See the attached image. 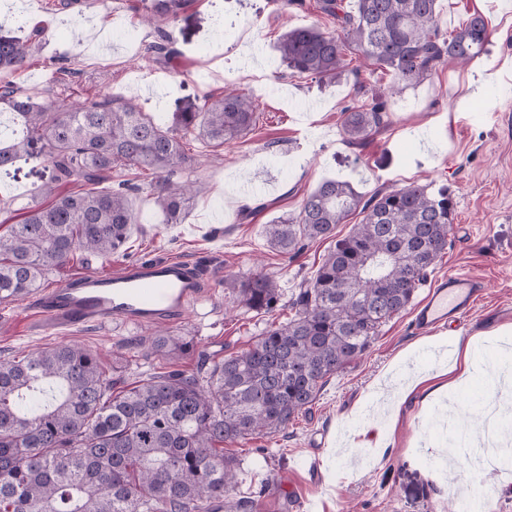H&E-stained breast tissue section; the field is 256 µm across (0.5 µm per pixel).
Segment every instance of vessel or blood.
Wrapping results in <instances>:
<instances>
[{
    "label": "vessel or blood",
    "mask_w": 512,
    "mask_h": 512,
    "mask_svg": "<svg viewBox=\"0 0 512 512\" xmlns=\"http://www.w3.org/2000/svg\"><path fill=\"white\" fill-rule=\"evenodd\" d=\"M480 295L474 279L461 272L437 278L418 305L414 325L429 333L459 320ZM188 268L177 261L155 262L113 274H87L40 295L35 308L46 328L99 324L114 318L134 322L170 320L200 301Z\"/></svg>",
    "instance_id": "1"
}]
</instances>
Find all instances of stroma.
Here are the masks:
<instances>
[{"label":"stroma","mask_w":512,"mask_h":512,"mask_svg":"<svg viewBox=\"0 0 512 512\" xmlns=\"http://www.w3.org/2000/svg\"><path fill=\"white\" fill-rule=\"evenodd\" d=\"M50 28L28 63L0 72L10 83L43 98L92 101L136 97L144 111L172 117L188 99H205L234 85L257 106L252 132L215 148L190 135L195 160L190 179L203 191L184 223L168 224L154 203L150 172L117 169L113 180H132L129 205L137 218L129 240L110 260L74 255L53 269L46 289L72 278L112 273L147 260L172 259L193 268L207 301L167 321L171 334L189 340L180 358L154 354L155 327L120 319L105 326L48 330L39 326L32 297L0 303V358L63 344L82 346L99 359L117 387L139 376L173 369L195 371L199 356L217 362L246 350L271 324L288 320L290 303L333 240L309 242L284 255L270 249L265 224L299 210L324 178L338 177L369 195L412 182L446 187L455 201L448 248L434 272H464L482 292L457 326L419 334L412 310L383 325L356 364L329 378L316 402L286 431L225 443L239 462L234 497L259 503L258 512H448L449 481L479 490L475 512H512V466L500 474L474 473L442 459L445 433L434 427L443 401L467 421V436L512 433V420H486L496 400V367L512 360V0H439L438 26L450 35L479 13L489 42L481 58L462 67L447 61L434 77L388 101V122L360 147L342 135L344 107L386 86L389 75L363 67L347 54L346 71L328 83L290 76L276 49L295 27L333 29L318 0H191L163 28L142 24V0H79L68 11L59 0H31ZM105 14L112 41L105 54L83 53L66 28H82ZM164 41L175 64L157 63L147 44ZM252 191H244L243 182ZM274 276L281 297L269 313H256L224 289L228 276ZM473 345L474 373L436 392L442 370L457 364V348ZM324 439L318 477L308 471L317 439Z\"/></svg>","instance_id":"1"}]
</instances>
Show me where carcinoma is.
I'll return each instance as SVG.
<instances>
[{"mask_svg":"<svg viewBox=\"0 0 512 512\" xmlns=\"http://www.w3.org/2000/svg\"><path fill=\"white\" fill-rule=\"evenodd\" d=\"M320 0L336 31L315 26L285 32L278 51L293 74L334 81L348 51L388 72V93L343 110L342 129L362 144L384 123L387 98L414 88L446 58L468 64L486 51L482 16L448 38L436 23L437 0ZM188 0H150L146 24L177 17ZM37 29L23 40L0 30V71L23 68ZM0 169L36 161L48 170L22 220L0 235V302L43 287L49 272L78 251L107 259L126 243L136 217L126 180L104 186L120 167L148 170L155 204L180 224L199 189L179 176L190 169L188 134L216 147L256 123L252 98L237 89L186 100L172 122L156 121L130 99L62 105L0 86ZM79 181L82 188L61 187ZM363 215L336 241L292 300L294 315L270 325L245 351L197 370L150 373L112 390L98 358L78 345L0 360V512H255L250 499L228 500L238 463L216 445L288 429L334 374L360 358L379 328L407 309L448 247L454 204L445 188L412 183L370 197L338 178L323 180L296 214L264 226L268 246L296 253L306 242L335 237L336 227ZM240 303L271 310L279 284L258 273L226 279ZM153 353L173 358L193 345L165 329Z\"/></svg>","mask_w":512,"mask_h":512,"instance_id":"cac0c4a2","label":"carcinoma"}]
</instances>
